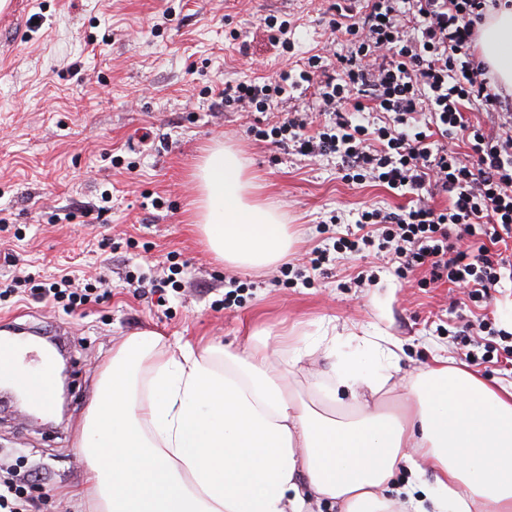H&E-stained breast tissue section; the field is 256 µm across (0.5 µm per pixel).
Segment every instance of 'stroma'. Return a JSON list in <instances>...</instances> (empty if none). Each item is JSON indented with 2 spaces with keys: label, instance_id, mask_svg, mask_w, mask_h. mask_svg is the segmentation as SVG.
<instances>
[{
  "label": "stroma",
  "instance_id": "1",
  "mask_svg": "<svg viewBox=\"0 0 512 512\" xmlns=\"http://www.w3.org/2000/svg\"><path fill=\"white\" fill-rule=\"evenodd\" d=\"M275 17L286 45L264 25ZM328 0H8L0 10V289L15 273L54 282L72 272L105 280V295L69 314L27 298L0 306V323L48 336L68 327L70 393L46 421L0 406V463L37 476L42 512H92L80 490L87 462L78 443L113 348L156 331L167 346L209 341L226 349L249 334L287 331L312 353L293 361L275 351L273 367L303 400L353 409L350 393L329 403L319 386L333 362L364 352L381 336L397 347L384 409L406 380L435 358L492 384L512 382V352L493 339L474 360L456 334L464 320L512 329V284L476 308L464 289L397 273L388 252L335 250L359 212L411 204L372 180H345L336 155L257 140L307 113L322 129L314 89H294L270 110L225 105L224 89L277 79L312 55L335 63L351 49ZM221 142L241 152L263 196L297 234L285 262L242 271L218 262L191 224V174ZM326 251L312 267L314 251Z\"/></svg>",
  "mask_w": 512,
  "mask_h": 512
}]
</instances>
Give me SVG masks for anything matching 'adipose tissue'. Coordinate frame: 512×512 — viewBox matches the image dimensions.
I'll return each mask as SVG.
<instances>
[{
  "mask_svg": "<svg viewBox=\"0 0 512 512\" xmlns=\"http://www.w3.org/2000/svg\"><path fill=\"white\" fill-rule=\"evenodd\" d=\"M476 45L512 92V6L487 7ZM192 180V221L218 259L254 269L287 255L294 235L235 150L210 147ZM160 342L128 337L99 382L80 437L94 512H391L403 467L434 474L427 499L406 490L403 512H512V385L439 360L382 410L371 401L397 354L377 342L365 364L333 365V391L357 402L340 420L295 400L269 341L225 351L220 367L213 346Z\"/></svg>",
  "mask_w": 512,
  "mask_h": 512,
  "instance_id": "1",
  "label": "adipose tissue"
}]
</instances>
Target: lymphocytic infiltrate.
I'll list each match as a JSON object with an SVG mask.
<instances>
[{
    "instance_id": "lymphocytic-infiltrate-1",
    "label": "lymphocytic infiltrate",
    "mask_w": 512,
    "mask_h": 512,
    "mask_svg": "<svg viewBox=\"0 0 512 512\" xmlns=\"http://www.w3.org/2000/svg\"><path fill=\"white\" fill-rule=\"evenodd\" d=\"M487 0H367L355 14L351 0H334L339 18L349 19L353 47L338 57V76L325 75L319 56L299 74L275 83H239L225 88L226 102L264 112L286 89L317 85L334 114L332 125L305 135L306 123L286 118L259 140L298 143L302 153H334L354 182L374 179L388 189L414 193L434 189L452 203L437 210L425 203L399 213L362 211L356 239L341 238L337 249L357 252L374 244L392 252L400 270L426 268L431 280L467 289L484 304L492 291L512 281V253L501 244L512 238V94L499 93L485 64L470 45ZM418 21L406 30V17ZM373 105L386 119L379 126L353 123L342 110ZM496 113L498 130L489 134L468 123L465 106ZM445 138L461 136L468 154L432 141L426 126ZM41 300L75 313L97 299L94 288L74 286L70 275L40 289Z\"/></svg>"
}]
</instances>
